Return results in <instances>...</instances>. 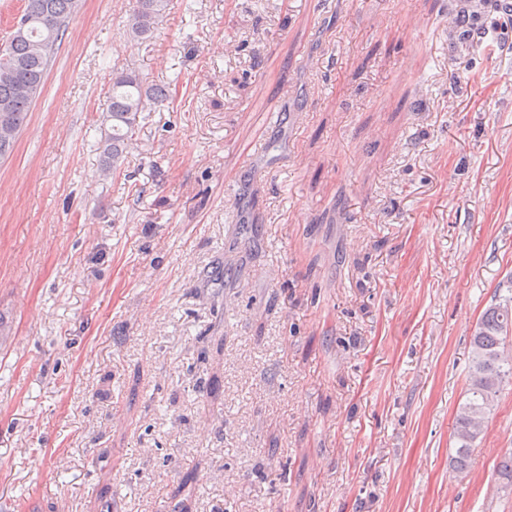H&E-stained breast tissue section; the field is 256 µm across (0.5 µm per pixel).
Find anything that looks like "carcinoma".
Here are the masks:
<instances>
[{
	"label": "carcinoma",
	"instance_id": "1",
	"mask_svg": "<svg viewBox=\"0 0 512 512\" xmlns=\"http://www.w3.org/2000/svg\"><path fill=\"white\" fill-rule=\"evenodd\" d=\"M169 0H129L130 36L143 39L155 29ZM81 0H24L8 43L0 49V159L10 156L44 84L57 42ZM168 99V87L147 84L133 67L112 70V90L102 118L98 150L104 175L116 171L139 117ZM512 334V297L488 307L470 341L466 399L452 427L456 443L452 467L462 473L486 435V418L503 387L512 383V358L504 354ZM499 488L512 493V455L497 467Z\"/></svg>",
	"mask_w": 512,
	"mask_h": 512
}]
</instances>
